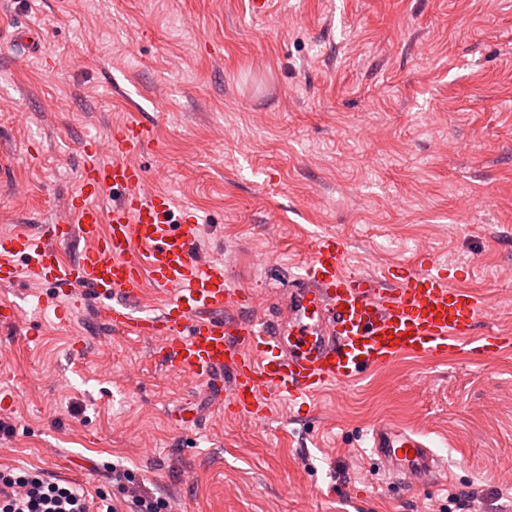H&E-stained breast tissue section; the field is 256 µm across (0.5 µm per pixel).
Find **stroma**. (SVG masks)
Returning <instances> with one entry per match:
<instances>
[{
	"instance_id": "1",
	"label": "stroma",
	"mask_w": 512,
	"mask_h": 512,
	"mask_svg": "<svg viewBox=\"0 0 512 512\" xmlns=\"http://www.w3.org/2000/svg\"><path fill=\"white\" fill-rule=\"evenodd\" d=\"M32 28L41 52L26 54ZM136 118L147 188L200 227L203 259L274 312L319 235L346 271L428 259L512 337V0H0V227L43 224L80 147ZM30 271L0 287V466L110 491L120 463L171 512H461L512 504V351L402 357L249 422L113 332L60 317ZM391 418L445 465L417 489L370 456Z\"/></svg>"
}]
</instances>
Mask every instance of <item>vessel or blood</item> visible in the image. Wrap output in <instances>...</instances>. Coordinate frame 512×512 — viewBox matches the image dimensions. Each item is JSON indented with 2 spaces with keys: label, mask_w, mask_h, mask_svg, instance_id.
Returning <instances> with one entry per match:
<instances>
[{
  "label": "vessel or blood",
  "mask_w": 512,
  "mask_h": 512,
  "mask_svg": "<svg viewBox=\"0 0 512 512\" xmlns=\"http://www.w3.org/2000/svg\"><path fill=\"white\" fill-rule=\"evenodd\" d=\"M150 140L137 121L115 129L108 145L86 140L79 187L49 223L0 231V286L28 268L69 305L92 299L111 329L160 339L154 357L206 384L238 416L257 421L273 401L293 402L330 384L349 383L401 356L487 353L494 338L481 293L431 265L390 279L343 269L346 242L324 235L288 290L286 316L226 320L229 308L253 309L255 297L228 288L224 264L195 248L199 227L175 219L166 195L148 192L129 158ZM110 161H101L102 151ZM111 193L109 210L97 199ZM82 240L75 261L59 244ZM163 298L159 313L136 308L145 287ZM371 453L408 486L435 483L441 470L429 441L385 419L369 433Z\"/></svg>",
  "instance_id": "vessel-or-blood-1"
}]
</instances>
